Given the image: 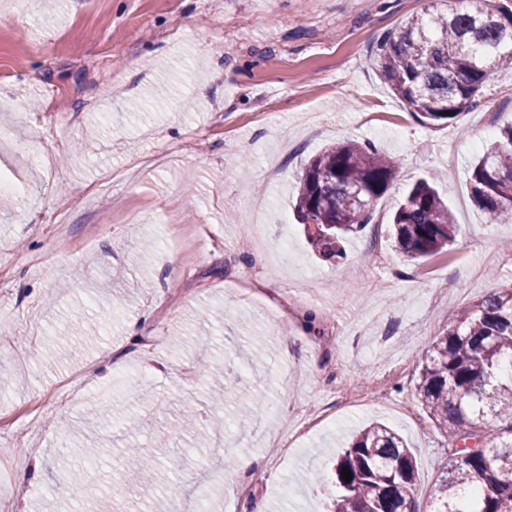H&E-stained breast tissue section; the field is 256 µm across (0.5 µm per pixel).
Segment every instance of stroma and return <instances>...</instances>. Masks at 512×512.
<instances>
[{"label":"stroma","mask_w":512,"mask_h":512,"mask_svg":"<svg viewBox=\"0 0 512 512\" xmlns=\"http://www.w3.org/2000/svg\"><path fill=\"white\" fill-rule=\"evenodd\" d=\"M431 0H0V512H40L81 464L79 429L101 456L81 501L58 512H146L156 488L196 512H326L332 482L312 477L373 419L406 439L415 500L427 512L448 433L414 396L434 338L458 309L512 281V218L487 223L472 165L512 116V62L477 105L422 123L371 53ZM274 112L277 124L264 115ZM399 118L389 136L378 116ZM112 121L100 126L102 114ZM346 140L395 156L372 221L327 260L294 208L310 157ZM440 191L460 234L445 258L395 252L388 220L420 178ZM110 283L111 293L100 290ZM233 308L232 320H208ZM107 318L98 341L77 319ZM139 341H132L131 326ZM236 378L254 420L218 424L203 364ZM192 407L212 433L196 448L175 427ZM132 434L115 428L129 410ZM171 447L153 486L125 469V448ZM241 455L255 468L233 469Z\"/></svg>","instance_id":"obj_1"}]
</instances>
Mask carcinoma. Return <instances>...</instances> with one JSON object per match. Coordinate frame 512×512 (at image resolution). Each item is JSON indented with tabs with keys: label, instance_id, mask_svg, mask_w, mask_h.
<instances>
[{
	"label": "carcinoma",
	"instance_id": "1",
	"mask_svg": "<svg viewBox=\"0 0 512 512\" xmlns=\"http://www.w3.org/2000/svg\"><path fill=\"white\" fill-rule=\"evenodd\" d=\"M512 59V10L432 9L413 15L378 42L373 59L390 90L429 125L470 110L498 60ZM398 162L370 144L341 143L308 162L295 208L321 257L344 255L343 242L370 223L371 206L357 190L379 199ZM432 174L417 181L391 217L394 249L407 258L444 254L458 236ZM471 195L494 224L512 215V119L474 165ZM231 385L214 374L211 404L224 416ZM415 397L448 430L457 449L443 467L428 512H512V282L458 312L422 362ZM349 469L352 479H343ZM339 494L330 512H418L416 461L403 438L384 423L360 429L337 457ZM82 472L69 470L42 512L78 497Z\"/></svg>",
	"mask_w": 512,
	"mask_h": 512
}]
</instances>
